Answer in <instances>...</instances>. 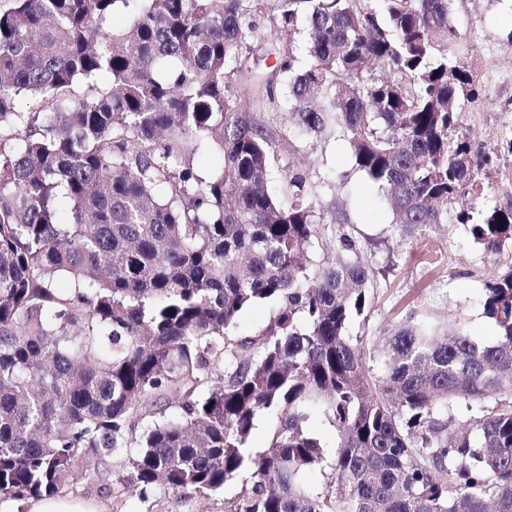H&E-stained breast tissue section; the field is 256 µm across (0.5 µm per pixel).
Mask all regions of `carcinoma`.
I'll list each match as a JSON object with an SVG mask.
<instances>
[{
	"instance_id": "1",
	"label": "carcinoma",
	"mask_w": 512,
	"mask_h": 512,
	"mask_svg": "<svg viewBox=\"0 0 512 512\" xmlns=\"http://www.w3.org/2000/svg\"><path fill=\"white\" fill-rule=\"evenodd\" d=\"M453 2L0 0V503L239 480L227 512H512V262L485 283L492 341L426 317L347 335L373 270L345 233L307 260L329 205L300 172L273 194L294 145L261 120L345 137L394 236L463 224L512 254L459 133L479 90ZM274 313L271 303H262L244 310L239 319L235 334L237 336L253 335L269 322Z\"/></svg>"
}]
</instances>
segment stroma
<instances>
[{
    "mask_svg": "<svg viewBox=\"0 0 512 512\" xmlns=\"http://www.w3.org/2000/svg\"><path fill=\"white\" fill-rule=\"evenodd\" d=\"M454 11L463 32L480 35L479 40H467V55H474L485 40L496 44L504 67L512 68V44L506 39L512 31V14L498 0H455ZM488 95L491 104L486 111L463 118V133L478 147L489 144L498 113L512 104L511 88H492ZM294 145V150L282 147L271 156V189H280L292 164L303 165L314 180L335 177L336 185L327 196L337 201L345 222L324 224L322 238L332 246L340 233H348L357 241L363 261L375 271L370 305L362 316L351 319L350 336L369 343L384 339L407 315L417 313L447 328L494 339L495 327L483 312L484 284L512 257L485 256L461 224H443L397 242L389 230L391 214L379 204L375 186L355 169L346 139L306 135L295 138ZM241 492V484L233 483L220 496L190 501L167 492L142 498L76 489L72 495L100 503L104 512H225Z\"/></svg>",
    "mask_w": 512,
    "mask_h": 512,
    "instance_id": "obj_1",
    "label": "stroma"
}]
</instances>
